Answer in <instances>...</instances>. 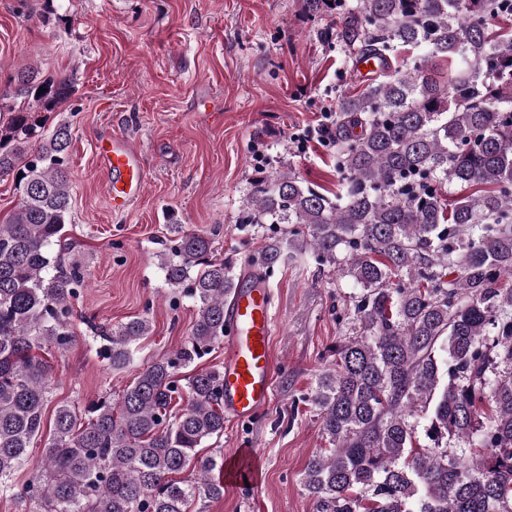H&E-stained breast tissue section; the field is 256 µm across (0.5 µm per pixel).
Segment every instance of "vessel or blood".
Segmentation results:
<instances>
[{
    "mask_svg": "<svg viewBox=\"0 0 512 512\" xmlns=\"http://www.w3.org/2000/svg\"><path fill=\"white\" fill-rule=\"evenodd\" d=\"M94 149L107 180L113 212L128 210L142 194L146 181L140 149L129 137L118 134L99 136ZM224 320V413L246 421L270 404L274 392L273 316L268 284L256 278L235 288L224 310Z\"/></svg>",
    "mask_w": 512,
    "mask_h": 512,
    "instance_id": "vessel-or-blood-1",
    "label": "vessel or blood"
}]
</instances>
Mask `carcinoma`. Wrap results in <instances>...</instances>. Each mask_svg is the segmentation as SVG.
<instances>
[{"label": "carcinoma", "instance_id": "1", "mask_svg": "<svg viewBox=\"0 0 512 512\" xmlns=\"http://www.w3.org/2000/svg\"><path fill=\"white\" fill-rule=\"evenodd\" d=\"M491 19L512 23V0H353L336 40L378 71L336 104L343 195L265 164L250 182L241 223L286 225L289 249L359 290L357 335L336 345L312 395L331 445L303 471L315 512H512V29ZM398 47L425 53L395 66ZM11 83L0 176L21 178L0 224V497L28 512H190L224 494L201 454L224 434L222 372L177 376L224 342L235 264L211 238L177 232L161 266L197 308L188 340L118 397L59 406L32 461L52 370L40 351L73 342L84 285L79 265L50 259L70 223L72 133L46 127V113L74 87L33 68ZM281 243L267 238L255 276L284 258ZM150 331L138 316L105 335L112 368Z\"/></svg>", "mask_w": 512, "mask_h": 512}]
</instances>
